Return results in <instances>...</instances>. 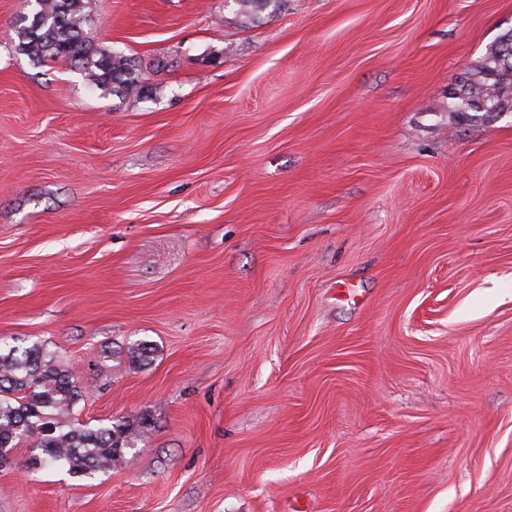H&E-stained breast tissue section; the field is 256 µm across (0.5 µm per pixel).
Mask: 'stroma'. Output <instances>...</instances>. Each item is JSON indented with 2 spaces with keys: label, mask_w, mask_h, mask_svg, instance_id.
I'll list each match as a JSON object with an SVG mask.
<instances>
[{
  "label": "stroma",
  "mask_w": 512,
  "mask_h": 512,
  "mask_svg": "<svg viewBox=\"0 0 512 512\" xmlns=\"http://www.w3.org/2000/svg\"><path fill=\"white\" fill-rule=\"evenodd\" d=\"M29 9L0 340L151 428L86 479L20 446L0 512H512V109H448L512 0H90L132 97L16 53Z\"/></svg>",
  "instance_id": "1"
}]
</instances>
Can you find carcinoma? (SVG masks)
Wrapping results in <instances>:
<instances>
[{"label":"carcinoma","mask_w":512,"mask_h":512,"mask_svg":"<svg viewBox=\"0 0 512 512\" xmlns=\"http://www.w3.org/2000/svg\"><path fill=\"white\" fill-rule=\"evenodd\" d=\"M88 2L34 0L28 19L15 29V51L33 61H65L114 94H139L135 62L99 47L88 36ZM503 43L501 37L488 48L469 89L451 97L448 109L469 112L480 101L503 112L512 104V69L498 67ZM83 397L84 386L41 344L0 345V458L26 443L41 466L65 467L75 478L92 477L144 436V417L99 426L72 417Z\"/></svg>","instance_id":"cac0c4a2"}]
</instances>
